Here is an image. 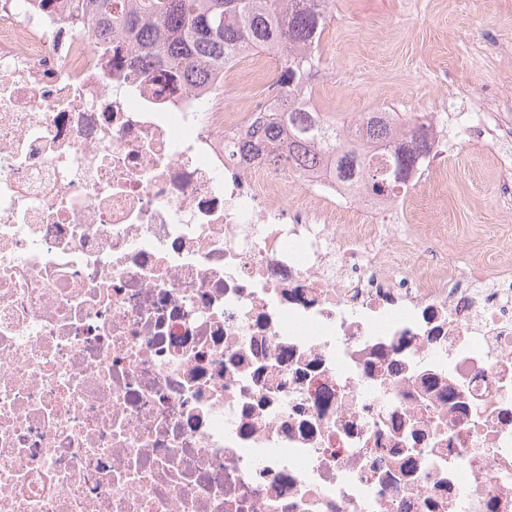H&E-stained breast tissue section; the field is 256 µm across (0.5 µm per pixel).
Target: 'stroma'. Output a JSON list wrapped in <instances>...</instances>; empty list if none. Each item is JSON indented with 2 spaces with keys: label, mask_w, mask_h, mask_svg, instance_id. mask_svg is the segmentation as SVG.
<instances>
[{
  "label": "stroma",
  "mask_w": 512,
  "mask_h": 512,
  "mask_svg": "<svg viewBox=\"0 0 512 512\" xmlns=\"http://www.w3.org/2000/svg\"><path fill=\"white\" fill-rule=\"evenodd\" d=\"M319 54L313 101L340 125L379 108L434 110L457 85L512 99V0H336ZM428 166L426 184L411 196L413 223L490 242L512 236L490 145L464 141Z\"/></svg>",
  "instance_id": "obj_1"
}]
</instances>
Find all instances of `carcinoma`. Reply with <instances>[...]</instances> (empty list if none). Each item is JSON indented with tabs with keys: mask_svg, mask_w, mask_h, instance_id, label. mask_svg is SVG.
I'll return each mask as SVG.
<instances>
[{
	"mask_svg": "<svg viewBox=\"0 0 512 512\" xmlns=\"http://www.w3.org/2000/svg\"><path fill=\"white\" fill-rule=\"evenodd\" d=\"M72 18L102 56L132 43L140 55L194 82L247 52L277 56L278 103L234 143L244 159L262 157L291 172L331 167L336 179L376 195L407 192L409 174L434 147L431 127L387 109L346 127L301 104L318 65L317 48L336 16L335 0H68Z\"/></svg>",
	"mask_w": 512,
	"mask_h": 512,
	"instance_id": "1",
	"label": "carcinoma"
}]
</instances>
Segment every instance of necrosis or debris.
<instances>
[{
    "label": "necrosis or debris",
    "instance_id": "necrosis-or-debris-1",
    "mask_svg": "<svg viewBox=\"0 0 512 512\" xmlns=\"http://www.w3.org/2000/svg\"><path fill=\"white\" fill-rule=\"evenodd\" d=\"M278 80L0 0V512H512V242L240 159ZM510 110L443 104L438 149L511 169Z\"/></svg>",
    "mask_w": 512,
    "mask_h": 512
}]
</instances>
